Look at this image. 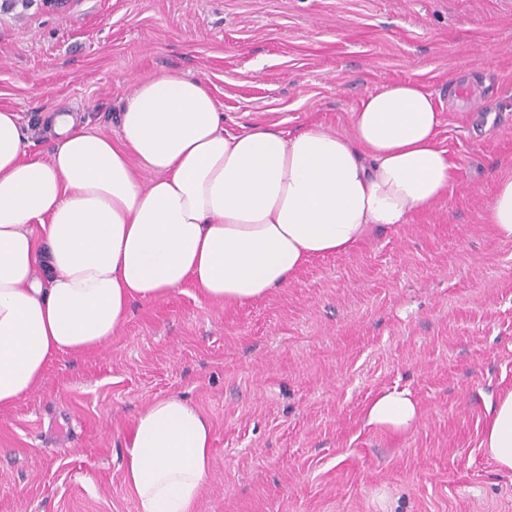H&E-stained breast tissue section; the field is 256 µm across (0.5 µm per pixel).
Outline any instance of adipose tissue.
I'll return each mask as SVG.
<instances>
[{
    "label": "adipose tissue",
    "instance_id": "ef3b65f1",
    "mask_svg": "<svg viewBox=\"0 0 512 512\" xmlns=\"http://www.w3.org/2000/svg\"><path fill=\"white\" fill-rule=\"evenodd\" d=\"M47 123L50 151L31 154L20 116L0 111V408L36 390L60 354L111 338L133 302L188 284L211 302L263 297L312 258L408 223L453 180L437 102L415 80L364 96L347 135L318 124L225 132L205 84L178 73L137 83L117 137L78 112ZM483 221L512 240V174ZM420 416L406 390L366 410L367 424L395 432ZM212 438L183 398L145 404L123 461L138 512H189ZM482 445L512 469V391L489 409Z\"/></svg>",
    "mask_w": 512,
    "mask_h": 512
}]
</instances>
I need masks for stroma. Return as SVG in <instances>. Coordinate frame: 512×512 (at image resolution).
I'll list each match as a JSON object with an SVG mask.
<instances>
[{
    "label": "stroma",
    "instance_id": "1",
    "mask_svg": "<svg viewBox=\"0 0 512 512\" xmlns=\"http://www.w3.org/2000/svg\"><path fill=\"white\" fill-rule=\"evenodd\" d=\"M205 83L229 132L350 130L369 92L424 82L455 166L395 231L312 259L244 304L185 286L131 304L112 338L63 354L0 409V512H138L122 478L147 402L182 396L213 427L190 512H512V471L481 446L512 390V240L482 214L512 172V0H69L0 8V110L47 151V112L116 136L136 84ZM493 125H486L488 113ZM421 406L406 432L366 425L381 392Z\"/></svg>",
    "mask_w": 512,
    "mask_h": 512
}]
</instances>
